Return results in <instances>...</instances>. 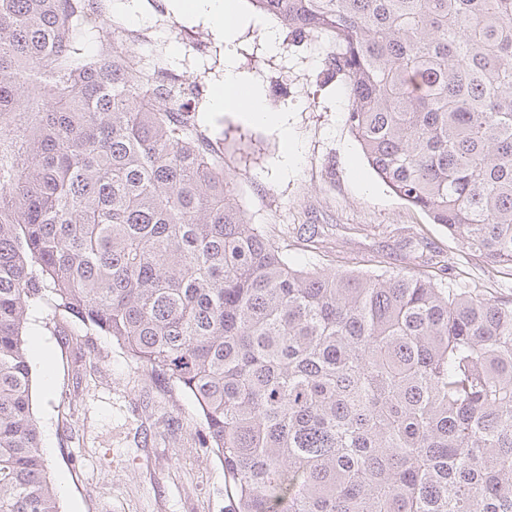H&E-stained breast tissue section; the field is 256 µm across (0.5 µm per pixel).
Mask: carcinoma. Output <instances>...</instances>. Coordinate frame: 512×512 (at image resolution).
I'll use <instances>...</instances> for the list:
<instances>
[{"label":"carcinoma","mask_w":512,"mask_h":512,"mask_svg":"<svg viewBox=\"0 0 512 512\" xmlns=\"http://www.w3.org/2000/svg\"><path fill=\"white\" fill-rule=\"evenodd\" d=\"M332 40L374 173L512 272V0H250ZM106 0H0V512H60L31 406L45 305L168 376L225 512H512V302L296 267L157 99Z\"/></svg>","instance_id":"cac0c4a2"}]
</instances>
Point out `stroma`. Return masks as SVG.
Listing matches in <instances>:
<instances>
[{
	"label": "stroma",
	"instance_id": "35a3bbf8",
	"mask_svg": "<svg viewBox=\"0 0 512 512\" xmlns=\"http://www.w3.org/2000/svg\"><path fill=\"white\" fill-rule=\"evenodd\" d=\"M161 12L144 0H107L120 25L145 29L185 84L199 85L201 130L224 161L250 223L290 261L329 271H412L414 254L452 264L451 278L502 300L512 276H492L447 230L400 200L368 166L346 123L341 78H327L328 39L298 40L277 19L240 0L249 16L232 46L205 16ZM276 33L281 49L265 44ZM204 46L189 47L194 37ZM260 82L286 129L257 126L210 103L224 82V52ZM296 161L282 172L285 152ZM28 339L48 349L51 375L33 370V411L61 512H224V470L198 445L202 421L172 381L132 358L110 336L40 307Z\"/></svg>",
	"mask_w": 512,
	"mask_h": 512
}]
</instances>
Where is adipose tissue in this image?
Masks as SVG:
<instances>
[{
	"label": "adipose tissue",
	"mask_w": 512,
	"mask_h": 512,
	"mask_svg": "<svg viewBox=\"0 0 512 512\" xmlns=\"http://www.w3.org/2000/svg\"><path fill=\"white\" fill-rule=\"evenodd\" d=\"M176 12H204L232 42L237 31L247 22L237 0H172ZM213 110H235L255 125L282 123L281 115L270 112L262 87L239 72L233 61L224 63V84L212 101Z\"/></svg>",
	"instance_id": "obj_1"
}]
</instances>
